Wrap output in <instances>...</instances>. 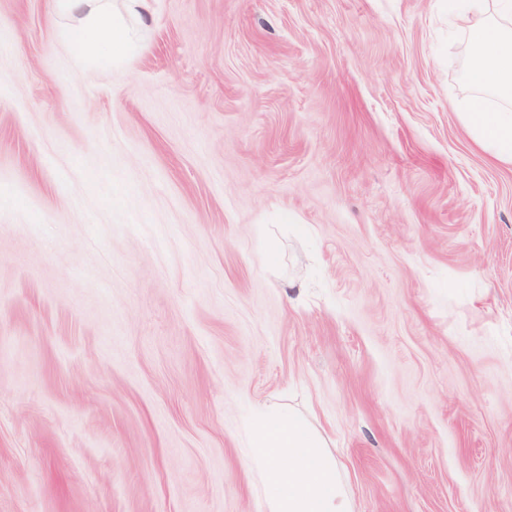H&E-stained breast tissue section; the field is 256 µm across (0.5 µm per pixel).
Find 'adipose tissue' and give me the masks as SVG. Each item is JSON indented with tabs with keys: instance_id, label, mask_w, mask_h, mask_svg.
Masks as SVG:
<instances>
[{
	"instance_id": "1",
	"label": "adipose tissue",
	"mask_w": 512,
	"mask_h": 512,
	"mask_svg": "<svg viewBox=\"0 0 512 512\" xmlns=\"http://www.w3.org/2000/svg\"><path fill=\"white\" fill-rule=\"evenodd\" d=\"M60 12L82 11L78 29L60 36L76 63L98 58L103 45L122 48L128 33L109 0H55ZM451 17L472 46L467 78L477 95L459 105L472 142L512 165V0H453ZM268 512H353L352 493L324 443L296 416L270 417L253 430Z\"/></svg>"
}]
</instances>
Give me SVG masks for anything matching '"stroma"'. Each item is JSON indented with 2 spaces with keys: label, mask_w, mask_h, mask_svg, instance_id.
Masks as SVG:
<instances>
[{
  "label": "stroma",
  "mask_w": 512,
  "mask_h": 512,
  "mask_svg": "<svg viewBox=\"0 0 512 512\" xmlns=\"http://www.w3.org/2000/svg\"><path fill=\"white\" fill-rule=\"evenodd\" d=\"M0 0V512H264L253 421L354 512H512V166L443 0ZM57 12H83L81 26L60 32V37L72 49L77 65L84 60L98 58L104 44L112 45V52L128 43V33L110 9L108 0H53Z\"/></svg>",
  "instance_id": "35a3bbf8"
}]
</instances>
